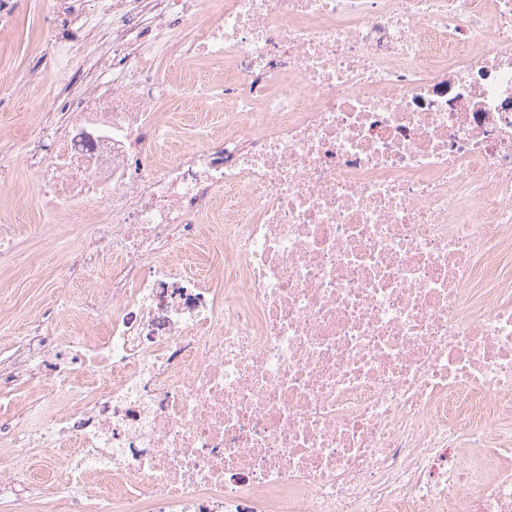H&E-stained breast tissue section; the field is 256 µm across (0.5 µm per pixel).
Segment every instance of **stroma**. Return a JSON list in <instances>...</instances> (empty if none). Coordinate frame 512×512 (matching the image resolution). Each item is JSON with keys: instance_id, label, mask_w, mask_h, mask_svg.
I'll use <instances>...</instances> for the list:
<instances>
[{"instance_id": "stroma-1", "label": "stroma", "mask_w": 512, "mask_h": 512, "mask_svg": "<svg viewBox=\"0 0 512 512\" xmlns=\"http://www.w3.org/2000/svg\"><path fill=\"white\" fill-rule=\"evenodd\" d=\"M14 25L0 32V75L22 80L15 100L0 105V208L12 209L33 194L26 178L25 139L37 138L46 118L45 108L64 91L56 78V61L46 47L43 32L51 14L50 0H17ZM21 224L5 259L0 260V362L14 353L30 328L41 325L51 336L66 337L62 316L76 308L84 295L99 291L102 282L83 275L77 287L64 288L69 260L68 243L80 234L74 224H54L30 210L19 213ZM20 419L42 422L57 405L51 378L19 391Z\"/></svg>"}]
</instances>
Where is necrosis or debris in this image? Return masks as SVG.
Returning a JSON list of instances; mask_svg holds the SVG:
<instances>
[{"mask_svg":"<svg viewBox=\"0 0 512 512\" xmlns=\"http://www.w3.org/2000/svg\"><path fill=\"white\" fill-rule=\"evenodd\" d=\"M43 37L94 63L35 206L106 292L62 408L0 404L16 504L104 469L87 512H512V0H55ZM213 112H165L170 125L181 136L191 135L194 130L201 128L210 134L221 135L224 133V102L217 101L210 105ZM200 114L202 119L200 118ZM205 118L203 119V117ZM205 121L198 125V121ZM191 124L192 126H189Z\"/></svg>","mask_w":512,"mask_h":512,"instance_id":"obj_1","label":"necrosis or debris"}]
</instances>
